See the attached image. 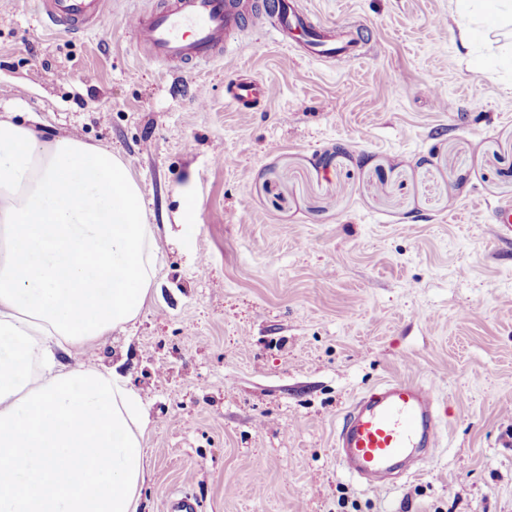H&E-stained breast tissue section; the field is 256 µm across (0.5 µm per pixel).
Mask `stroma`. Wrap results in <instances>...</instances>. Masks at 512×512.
I'll return each mask as SVG.
<instances>
[{"instance_id":"obj_1","label":"stroma","mask_w":512,"mask_h":512,"mask_svg":"<svg viewBox=\"0 0 512 512\" xmlns=\"http://www.w3.org/2000/svg\"><path fill=\"white\" fill-rule=\"evenodd\" d=\"M356 28L341 65L248 26L193 71L111 23L52 36L0 0V113L118 153L159 242L150 300L84 362L149 413L139 512H512V26L462 47L457 0H297ZM264 83L248 111L237 77ZM432 388L446 432L372 490L336 456L353 401Z\"/></svg>"}]
</instances>
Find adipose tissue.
<instances>
[{
    "mask_svg": "<svg viewBox=\"0 0 512 512\" xmlns=\"http://www.w3.org/2000/svg\"><path fill=\"white\" fill-rule=\"evenodd\" d=\"M460 4L462 42L512 25V0ZM157 252L118 155L0 114V512H137L143 398L79 358L139 316Z\"/></svg>",
    "mask_w": 512,
    "mask_h": 512,
    "instance_id": "ef3b65f1",
    "label": "adipose tissue"
}]
</instances>
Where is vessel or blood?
I'll return each mask as SVG.
<instances>
[{"instance_id": "1", "label": "vessel or blood", "mask_w": 512, "mask_h": 512, "mask_svg": "<svg viewBox=\"0 0 512 512\" xmlns=\"http://www.w3.org/2000/svg\"><path fill=\"white\" fill-rule=\"evenodd\" d=\"M38 21L55 33L78 36L105 23L106 0H42ZM268 21L282 39L303 45L309 56L344 62L360 56L354 40L337 39L295 0H165L149 14H133L129 25L147 58L192 68L221 59L225 43L242 26ZM229 94L234 105L248 109L267 92L254 81L238 80ZM443 431L432 390L420 382L392 380L344 414L336 454L350 475L375 490L389 484L405 460L432 457Z\"/></svg>"}]
</instances>
